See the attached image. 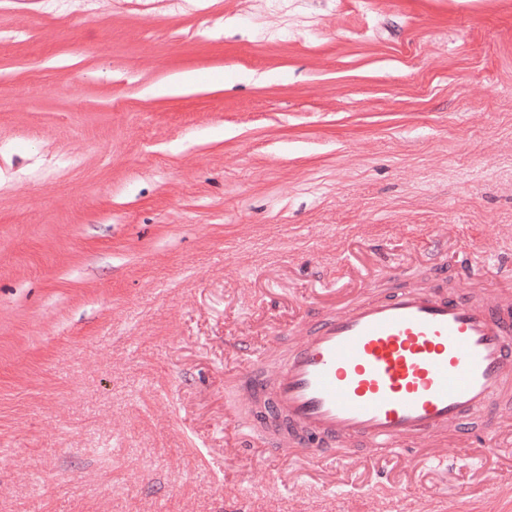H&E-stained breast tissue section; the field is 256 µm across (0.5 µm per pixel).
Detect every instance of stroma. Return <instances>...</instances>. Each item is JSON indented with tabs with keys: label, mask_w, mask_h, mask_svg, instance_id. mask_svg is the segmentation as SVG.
<instances>
[{
	"label": "stroma",
	"mask_w": 512,
	"mask_h": 512,
	"mask_svg": "<svg viewBox=\"0 0 512 512\" xmlns=\"http://www.w3.org/2000/svg\"><path fill=\"white\" fill-rule=\"evenodd\" d=\"M487 246L512 0H0V512H512L507 459L397 497L237 441L356 250L383 296Z\"/></svg>",
	"instance_id": "obj_1"
}]
</instances>
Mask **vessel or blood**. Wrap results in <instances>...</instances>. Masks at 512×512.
Here are the masks:
<instances>
[{"instance_id": "b4317fda", "label": "vessel or blood", "mask_w": 512, "mask_h": 512, "mask_svg": "<svg viewBox=\"0 0 512 512\" xmlns=\"http://www.w3.org/2000/svg\"><path fill=\"white\" fill-rule=\"evenodd\" d=\"M467 290L398 288L335 303L307 324L290 318L286 358L249 354L239 375L255 421L296 456L333 450L351 480L392 463L447 471L464 448L479 458L512 447V291L486 287L474 262ZM493 411L480 432L474 414Z\"/></svg>"}]
</instances>
